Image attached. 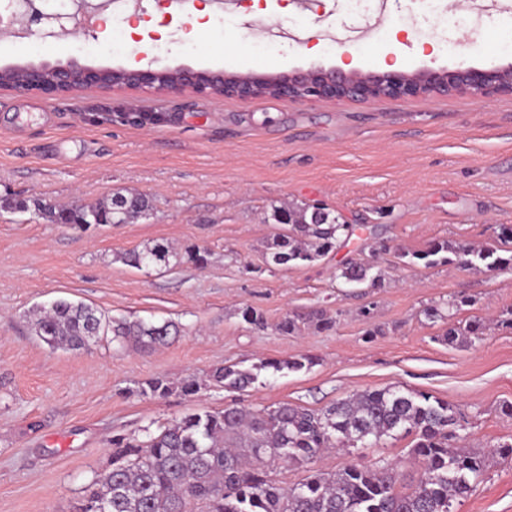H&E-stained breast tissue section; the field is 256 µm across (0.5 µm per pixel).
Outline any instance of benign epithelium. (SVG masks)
<instances>
[{
  "label": "benign epithelium",
  "mask_w": 512,
  "mask_h": 512,
  "mask_svg": "<svg viewBox=\"0 0 512 512\" xmlns=\"http://www.w3.org/2000/svg\"><path fill=\"white\" fill-rule=\"evenodd\" d=\"M74 14L85 15L102 11L107 2L72 0ZM42 13L28 0V9L6 17L0 15V25L14 37L27 34L31 24L40 21ZM14 68L26 75L13 87L22 93L61 95L81 88L125 87L154 89L158 92L199 96L220 95L241 100L271 96L298 102L338 101L351 99L369 101L378 98L393 100L429 98L437 95H460L483 101L497 95H512V67L466 68L455 72H440L430 68L415 72L384 71L364 73L336 70H311L275 75L248 73H211L186 67L112 69L88 65L16 64Z\"/></svg>",
  "instance_id": "obj_1"
}]
</instances>
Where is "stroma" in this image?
I'll return each instance as SVG.
<instances>
[{"instance_id": "stroma-1", "label": "stroma", "mask_w": 512, "mask_h": 512, "mask_svg": "<svg viewBox=\"0 0 512 512\" xmlns=\"http://www.w3.org/2000/svg\"><path fill=\"white\" fill-rule=\"evenodd\" d=\"M109 9L74 38L42 23L0 37V66L64 63L132 68L188 66L224 72H306L350 63L512 66L493 12L479 31L440 25L428 0H140ZM204 12L206 29L192 32ZM139 194L152 208L126 224L76 231L48 223L34 199L88 205ZM28 203L25 211L17 203ZM320 203L357 231L311 263L272 266L266 245L285 232L272 206ZM512 225V97L461 96L294 102L246 101L126 88L64 95L0 89V512H73L108 467L116 435L197 409L288 402L321 409L365 390L395 387L454 404L464 447L512 438V269L424 266L416 253L443 241L498 245ZM199 247L203 263L137 269L122 253L157 242ZM372 264L376 283L351 287L336 274ZM469 301L428 316L450 297ZM108 317L171 321L178 336L142 348L104 336L80 351L36 336L32 311L57 299ZM253 308L264 318L243 317ZM333 320L327 330L317 314ZM299 325L286 335L278 324ZM481 319L479 340L448 344V326ZM307 358L298 371L261 370L243 390L212 384L221 365ZM193 377V396H139L146 382ZM406 438L354 453L328 450L316 465H397L408 490L421 464ZM455 512H512V460L491 457Z\"/></svg>"}]
</instances>
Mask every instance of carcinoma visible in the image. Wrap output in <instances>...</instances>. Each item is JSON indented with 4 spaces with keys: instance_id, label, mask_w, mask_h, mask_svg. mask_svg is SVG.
Returning <instances> with one entry per match:
<instances>
[{
    "instance_id": "cac0c4a2",
    "label": "carcinoma",
    "mask_w": 512,
    "mask_h": 512,
    "mask_svg": "<svg viewBox=\"0 0 512 512\" xmlns=\"http://www.w3.org/2000/svg\"><path fill=\"white\" fill-rule=\"evenodd\" d=\"M73 229L85 231L109 219L123 224L132 214H145L149 201L137 194L114 193L111 198L78 210L41 205ZM288 232L267 243L266 260L278 266L313 262L350 238L354 225L317 205L295 208ZM510 255L498 248L438 242L413 255L427 265L456 263L487 271L512 267ZM178 253L168 243L129 250L122 260L135 268L169 267ZM372 266L353 262L336 278L347 284L368 280ZM35 334L52 348L79 350L111 332L113 339L145 347L168 343L173 324L107 319L94 307L60 299L33 313ZM480 323L450 327V344L470 343ZM300 359L268 360L255 370L222 366L213 373L221 388L243 390L257 380V371L272 368L298 371ZM197 381L174 384L155 378L139 394L163 398L174 392L192 396ZM456 407L423 392L398 388L366 390L313 410L280 403L248 411L228 405L221 411L198 410L184 417L146 426L135 436L112 437V461L100 472L93 489L76 512H454L455 504L472 492L489 464L490 453L456 446L461 439ZM412 437L410 453L421 471L407 492L398 490V471L389 464H348L336 471L313 469L326 448H367L384 437ZM286 462L307 468L308 475L292 487L270 478L272 465Z\"/></svg>"
}]
</instances>
